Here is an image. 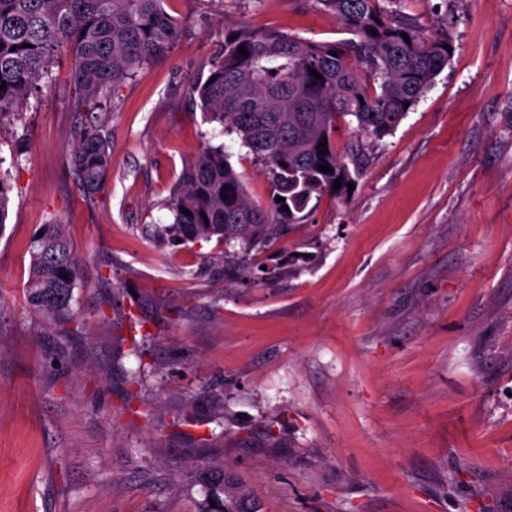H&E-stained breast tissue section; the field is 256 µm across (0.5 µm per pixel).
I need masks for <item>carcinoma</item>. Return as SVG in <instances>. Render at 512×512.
<instances>
[{
	"mask_svg": "<svg viewBox=\"0 0 512 512\" xmlns=\"http://www.w3.org/2000/svg\"><path fill=\"white\" fill-rule=\"evenodd\" d=\"M318 2L357 39L315 42L277 30L240 28L225 35L224 50L211 62L207 78L191 86L209 120L224 134L236 135L265 168L273 192L268 205L255 203L226 146L205 147L165 202L172 214L165 234L174 243L240 241L241 256L224 265L242 279L251 272L249 253L286 226L305 223L312 199L346 196L353 177L336 147L337 119L350 116L358 131L383 139L451 59L448 32L430 33L416 18L379 0ZM181 34L182 22L165 10L164 0H0V83H6L0 90V122L20 115L62 54L71 60L70 107L80 115L93 112L102 98L112 100L116 86L136 70L165 58ZM241 46L247 54H239ZM354 60L372 84L359 79ZM313 69L321 78L310 74ZM69 159L84 196L94 200L112 167L109 142L96 122L78 126ZM321 165L332 171H319ZM10 192L0 176V229L8 218ZM28 253L29 304L68 320L79 269L63 226L41 225ZM205 483L206 498L214 504H206L204 512H245L242 496L224 497V471L210 473Z\"/></svg>",
	"mask_w": 512,
	"mask_h": 512,
	"instance_id": "1",
	"label": "carcinoma"
}]
</instances>
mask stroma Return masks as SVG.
Returning a JSON list of instances; mask_svg holds the SVG:
<instances>
[{
	"label": "stroma",
	"mask_w": 512,
	"mask_h": 512,
	"mask_svg": "<svg viewBox=\"0 0 512 512\" xmlns=\"http://www.w3.org/2000/svg\"><path fill=\"white\" fill-rule=\"evenodd\" d=\"M451 16L447 67L382 140L338 121L352 194L224 273L228 245L174 247L164 201L223 144L191 84L228 31L351 35L317 0H166L168 56L97 123L112 169L86 200L67 59L0 123V512H202L224 469L251 512H512V0H401ZM250 195L271 181L246 149ZM65 225L72 321L30 308L27 246Z\"/></svg>",
	"instance_id": "1"
}]
</instances>
